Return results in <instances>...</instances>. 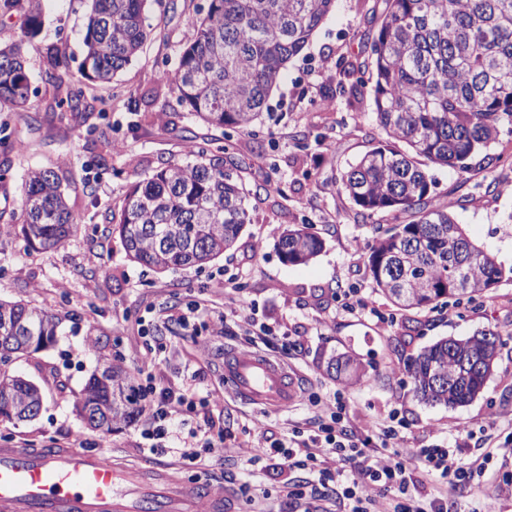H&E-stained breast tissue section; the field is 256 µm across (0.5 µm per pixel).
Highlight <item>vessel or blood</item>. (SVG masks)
<instances>
[{"mask_svg":"<svg viewBox=\"0 0 512 512\" xmlns=\"http://www.w3.org/2000/svg\"><path fill=\"white\" fill-rule=\"evenodd\" d=\"M224 382L253 405L288 407L297 397L287 370L267 357L224 354ZM223 483L188 488L170 466L141 463L126 476L104 455L75 448L0 450V512H226Z\"/></svg>","mask_w":512,"mask_h":512,"instance_id":"vessel-or-blood-1","label":"vessel or blood"}]
</instances>
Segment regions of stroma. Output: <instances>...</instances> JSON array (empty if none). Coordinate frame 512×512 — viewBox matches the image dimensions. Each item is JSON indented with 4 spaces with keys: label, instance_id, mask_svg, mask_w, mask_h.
<instances>
[{
    "label": "stroma",
    "instance_id": "1",
    "mask_svg": "<svg viewBox=\"0 0 512 512\" xmlns=\"http://www.w3.org/2000/svg\"><path fill=\"white\" fill-rule=\"evenodd\" d=\"M204 0H165L167 14L151 7L150 18L165 17L163 34H151L139 54L108 84L87 89L94 110L84 121H59L52 110L58 85L45 79L55 52L67 66L51 69L59 85L76 83L84 55L83 39L90 0H44L39 35L23 38L20 16L0 17V42L23 40L33 76L28 106L0 112L12 139L25 144L12 156L8 180L0 182V213L20 212L21 178L31 168L54 169L68 183V203L80 230L54 250L33 249L23 238L0 239V299L22 302L60 316L50 347L14 359L9 368L43 391L38 416L25 422L0 421V448L68 446L105 452L113 462L136 463L149 442L144 417L119 426L108 437L88 428L74 401L104 358L120 365L134 385L144 380L136 364L152 349L151 372L160 386H181L200 371V395H213L208 408L187 415V426L212 419L231 438L223 464L200 468L167 453L163 462L183 479L224 482L235 512H246L244 491L260 493L257 512H304L305 501H288L287 487L309 479V472H283L272 461L250 459L239 444L249 433H264L274 445L288 441L292 429H308L309 397L334 400L358 428L366 447H375L382 427L392 425L420 445L457 440L463 457L484 464L481 479L458 483V512H471L480 498L512 484V459L488 457L486 436L512 439V280L503 279L477 302L439 303L424 311H400L375 287L367 259L377 226H391V215H358L332 170L353 163L384 138L372 110L371 72L343 73L338 58L367 59L364 35L383 19L382 0H336L334 11L288 65L272 93L259 135L238 139L248 165L242 174L248 190L267 185L269 193L249 201L250 222L233 249L203 267L157 272L132 262L111 221L125 193L171 161L188 162L186 137L218 139L221 129L201 123L181 106L170 86L158 78L164 64H176L191 38L182 15ZM304 135L296 144L295 135ZM489 166H474L469 176L435 167L434 193L453 202L466 235L512 268V135H502L482 152ZM308 224L325 240L323 251L305 264L282 260L276 240L292 224ZM233 283L251 305L250 323L237 335L213 331V315L224 310V285ZM361 300L358 314L346 312L349 297ZM199 301L206 317L189 326L164 323ZM287 330L288 341L264 347L272 361L288 370L299 392L288 408L257 407L224 386V352L262 345L265 332ZM495 329L505 344L482 393L464 406L421 401L404 371L407 357L447 337L465 338ZM345 353L360 362L363 376L354 384L326 373L331 356Z\"/></svg>",
    "mask_w": 512,
    "mask_h": 512
}]
</instances>
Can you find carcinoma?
<instances>
[{"label":"carcinoma","instance_id":"cac0c4a2","mask_svg":"<svg viewBox=\"0 0 512 512\" xmlns=\"http://www.w3.org/2000/svg\"><path fill=\"white\" fill-rule=\"evenodd\" d=\"M43 0H0V15L25 17V35L42 25ZM163 0H92L79 65L81 80L69 85L54 115L87 116L85 88L109 83L136 56L149 35L146 11ZM384 18L367 38L374 71L373 104L387 140L338 177L348 199L370 217L378 212L397 224L375 228L368 267L377 290L401 309H433L442 298L472 302L503 281L494 256L475 245L457 224L452 204L433 195V166L471 170L482 149L512 134V0H383ZM335 0H207L185 14L192 31L174 70L159 71L180 105L223 129L224 144L188 138L192 163L170 162L131 184L117 229L131 260L160 272L200 267L235 244L248 223L249 194L233 173L243 170L234 137L251 134L288 62L300 53L330 14ZM32 82L22 42L0 45V103L23 108ZM0 182L11 169L9 154L23 144L0 138ZM403 214L411 215L406 223ZM78 230L61 180L52 169L31 168L22 179L20 222L0 226V236L19 234L32 248L62 247ZM324 241L294 227L282 231L283 261L307 263ZM466 262L468 287L450 285ZM39 342L19 340L18 323ZM58 317L19 302L0 301V342L10 355L53 343ZM503 341L492 329L465 339L448 338L406 360L405 371L424 401L448 407L474 400L497 366ZM354 360L332 358L326 371L342 380ZM42 405L32 382L0 367V419L16 405ZM125 371L112 359L89 379L75 402L77 414L97 416L88 426L102 435L135 416Z\"/></svg>","mask_w":512,"mask_h":512}]
</instances>
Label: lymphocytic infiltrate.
Listing matches in <instances>:
<instances>
[{
	"mask_svg": "<svg viewBox=\"0 0 512 512\" xmlns=\"http://www.w3.org/2000/svg\"><path fill=\"white\" fill-rule=\"evenodd\" d=\"M148 426L143 435L149 439V453L160 454L165 442L176 445V451L185 461L195 463L201 459L218 463L223 459L224 434L215 431L212 421L192 429H184L182 418L194 411L197 403L196 386L188 383L180 388L145 387L143 393ZM315 422L307 439H289L288 451L275 456L263 435H256L248 443L252 457L277 458L279 469L309 462L322 466L330 483L347 480L349 493L355 501L352 512H446L447 489H437L427 499H409L405 491L412 466L422 465L441 477L458 479L472 474L473 467L458 454L456 447L423 448L405 442L392 431L383 432L379 447L361 448L353 427L344 425L343 418L333 413L329 403L315 402Z\"/></svg>",
	"mask_w": 512,
	"mask_h": 512,
	"instance_id": "obj_1",
	"label": "lymphocytic infiltrate"
}]
</instances>
